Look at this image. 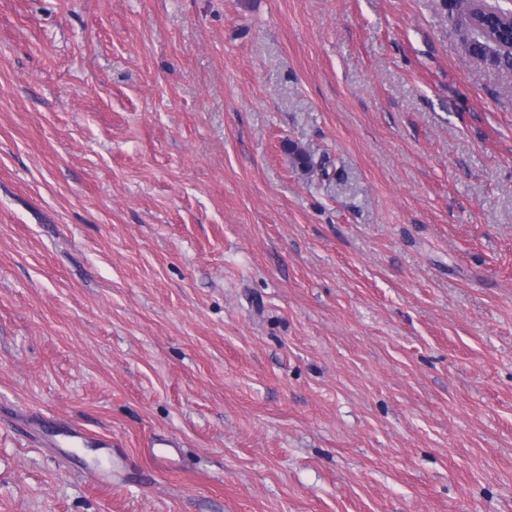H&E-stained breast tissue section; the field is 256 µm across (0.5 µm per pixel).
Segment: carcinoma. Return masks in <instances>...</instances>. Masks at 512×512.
I'll return each mask as SVG.
<instances>
[{
    "instance_id": "carcinoma-1",
    "label": "carcinoma",
    "mask_w": 512,
    "mask_h": 512,
    "mask_svg": "<svg viewBox=\"0 0 512 512\" xmlns=\"http://www.w3.org/2000/svg\"><path fill=\"white\" fill-rule=\"evenodd\" d=\"M448 8V18L456 25L461 41L468 53L498 69L512 70V51L506 48L505 38L509 31L497 30L493 22L507 19L499 15V5L486 0H444ZM288 156L292 166L302 172H311L314 161L310 152L297 145L288 146Z\"/></svg>"
}]
</instances>
